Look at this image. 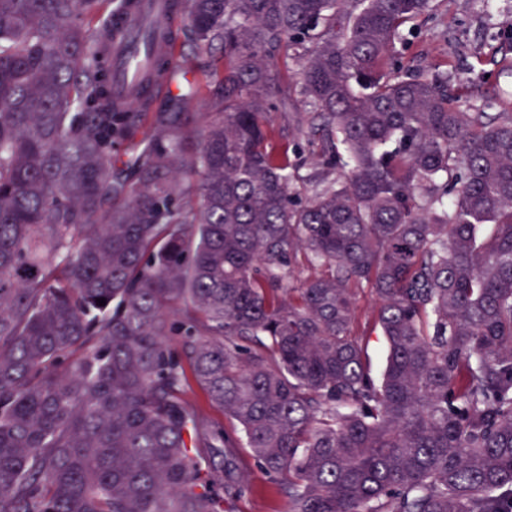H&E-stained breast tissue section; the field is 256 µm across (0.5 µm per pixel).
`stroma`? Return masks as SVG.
<instances>
[{
  "mask_svg": "<svg viewBox=\"0 0 512 512\" xmlns=\"http://www.w3.org/2000/svg\"><path fill=\"white\" fill-rule=\"evenodd\" d=\"M433 17L403 49V62L412 71L444 70L455 85L475 88V111H493V98L512 97V0H433ZM487 82H480L482 71ZM250 489L235 512H288L286 497L257 467H250Z\"/></svg>",
  "mask_w": 512,
  "mask_h": 512,
  "instance_id": "stroma-1",
  "label": "stroma"
}]
</instances>
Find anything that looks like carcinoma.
Wrapping results in <instances>:
<instances>
[{
	"label": "carcinoma",
	"mask_w": 512,
	"mask_h": 512,
	"mask_svg": "<svg viewBox=\"0 0 512 512\" xmlns=\"http://www.w3.org/2000/svg\"><path fill=\"white\" fill-rule=\"evenodd\" d=\"M167 8L121 100L112 0H0V512H512L509 103L403 70L432 0ZM269 121L276 131L273 144L281 153H286L289 163H299L304 156H308L306 141L294 138L293 124L288 123V118L281 112H272ZM186 399L194 408L202 410L205 414L216 421L223 422L224 428L230 430L231 424L229 420L225 418L221 412L208 406L205 394L193 381H191V386L187 391ZM247 479L249 489L236 504L234 512H289L288 499L277 491V484L262 470L250 466Z\"/></svg>",
	"instance_id": "obj_1"
}]
</instances>
